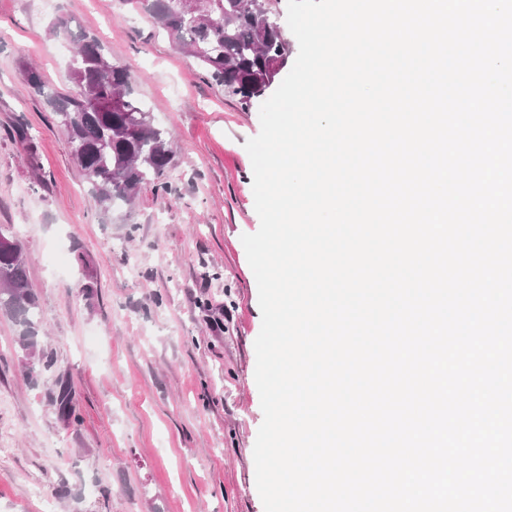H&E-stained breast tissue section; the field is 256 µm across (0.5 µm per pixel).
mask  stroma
Listing matches in <instances>:
<instances>
[{
	"label": "stroma",
	"instance_id": "obj_1",
	"mask_svg": "<svg viewBox=\"0 0 512 512\" xmlns=\"http://www.w3.org/2000/svg\"><path fill=\"white\" fill-rule=\"evenodd\" d=\"M128 67L174 151L163 176L103 220L65 132L25 80L75 93L70 38ZM258 106L242 108L159 33L136 0H0V227L23 244L51 370L29 378L0 312V512H264L254 341ZM94 275L92 296L81 290ZM70 379L80 423L52 403Z\"/></svg>",
	"mask_w": 512,
	"mask_h": 512
}]
</instances>
